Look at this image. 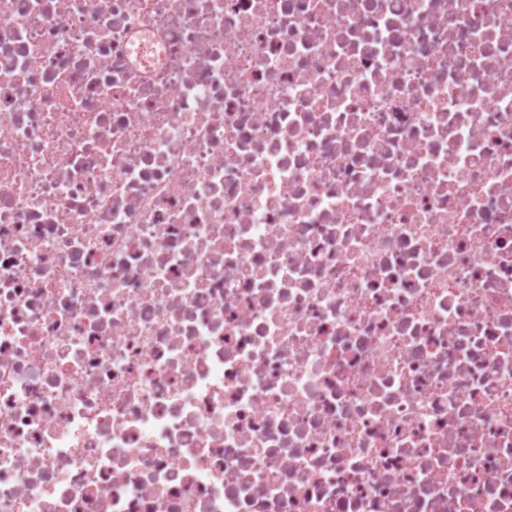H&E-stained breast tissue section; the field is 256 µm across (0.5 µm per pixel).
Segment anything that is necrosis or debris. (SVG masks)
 I'll list each match as a JSON object with an SVG mask.
<instances>
[{
	"label": "necrosis or debris",
	"mask_w": 512,
	"mask_h": 512,
	"mask_svg": "<svg viewBox=\"0 0 512 512\" xmlns=\"http://www.w3.org/2000/svg\"><path fill=\"white\" fill-rule=\"evenodd\" d=\"M0 512H512V0H0Z\"/></svg>",
	"instance_id": "necrosis-or-debris-1"
}]
</instances>
